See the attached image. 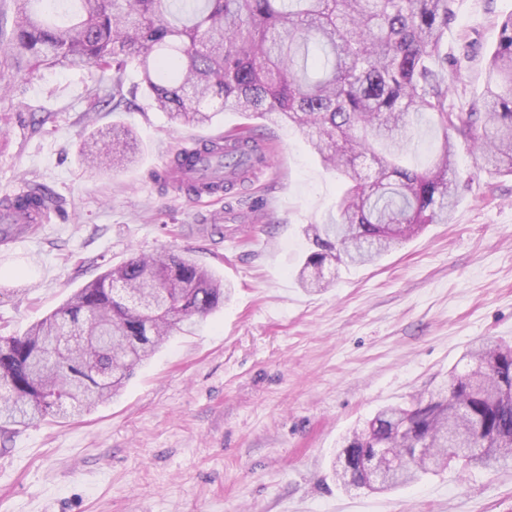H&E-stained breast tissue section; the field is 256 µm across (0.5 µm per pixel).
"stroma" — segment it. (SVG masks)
<instances>
[{"label":"stroma","instance_id":"35a3bbf8","mask_svg":"<svg viewBox=\"0 0 512 512\" xmlns=\"http://www.w3.org/2000/svg\"><path fill=\"white\" fill-rule=\"evenodd\" d=\"M511 14L512 0H455L449 111L478 107ZM96 88L112 82L78 68L0 85V197L43 185L60 201L53 223L0 243V336L139 254H188L233 294L113 401L0 439V512H512V470L450 469L385 494L345 491L333 473L342 437L379 409L435 396L479 342L512 344V175L459 141L451 223L313 294L295 277L302 228L334 211L337 181L301 132L236 112L174 126L131 66L119 109H92ZM116 124L134 131L138 162L92 174L81 142ZM247 126L275 163L231 193L190 198L149 180L184 140Z\"/></svg>","mask_w":512,"mask_h":512}]
</instances>
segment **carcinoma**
<instances>
[{
	"label": "carcinoma",
	"mask_w": 512,
	"mask_h": 512,
	"mask_svg": "<svg viewBox=\"0 0 512 512\" xmlns=\"http://www.w3.org/2000/svg\"><path fill=\"white\" fill-rule=\"evenodd\" d=\"M453 0H12L0 12V79L17 61L42 67L112 71V107L121 74L137 65L150 105L181 125L239 112L296 127L341 187L336 215L307 224L305 289L330 285L327 263L362 266L453 219L459 184L450 177L454 136L485 165L512 175V16L486 66L483 111H448L443 51ZM429 114L442 131L433 164L400 159L418 146L415 121ZM99 131L82 152L95 171L125 168L129 152ZM204 154L235 175L222 184L179 180ZM271 153L255 130L196 143L154 179L188 196L231 192ZM372 167L364 169V162ZM224 302V286L174 250L139 255L77 291L21 336H0V434L35 419L66 418L65 404L90 410L119 395L134 368L172 332L191 330ZM446 390L427 405L386 407L346 438L362 453L385 442L411 460L391 491L457 466L460 473L512 468V345L487 341L464 355ZM344 486L375 491L365 469L336 470Z\"/></svg>",
	"instance_id": "cac0c4a2"
}]
</instances>
